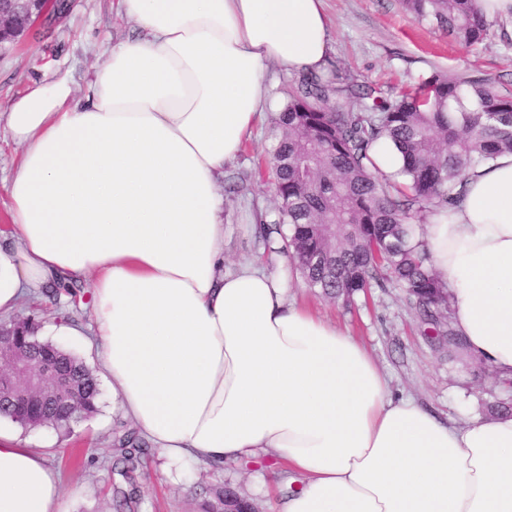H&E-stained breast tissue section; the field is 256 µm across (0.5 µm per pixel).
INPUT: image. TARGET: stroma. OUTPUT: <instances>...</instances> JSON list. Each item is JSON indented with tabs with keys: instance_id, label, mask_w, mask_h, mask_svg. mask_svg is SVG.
Listing matches in <instances>:
<instances>
[{
	"instance_id": "35a3bbf8",
	"label": "stroma",
	"mask_w": 512,
	"mask_h": 512,
	"mask_svg": "<svg viewBox=\"0 0 512 512\" xmlns=\"http://www.w3.org/2000/svg\"><path fill=\"white\" fill-rule=\"evenodd\" d=\"M63 17L52 9L35 20L14 45L0 49V113L36 84L68 75L85 92L93 72L104 65L107 47L135 35L138 25L125 16L118 0H70ZM334 42V64L328 80L386 87L416 84L437 72L489 78L496 90L512 95V20L506 35L465 48L429 21H417L399 0H324ZM273 143L270 116H263L239 157L224 167V263L259 256L261 240L253 230V214L276 205L273 186L260 163ZM293 299L322 319L356 336L388 376L390 389L410 395L443 418L464 423L490 416L504 399L499 381L488 367L468 359L461 348L437 347L423 333L414 307L402 288L389 283L355 296L342 306L310 288L294 289ZM17 316L41 320V339L60 342L94 369L99 382L98 411L72 424L69 433L52 427L19 430L29 447L40 449L58 474L63 512H114L113 488L122 478L115 469V435L130 430L112 401V381L100 370L91 343L92 297L80 282L76 303L48 298L23 305ZM251 466L224 464L202 467L176 477L160 468L156 450H149L135 473L140 495L137 512H200L199 503L230 484L248 491L260 512H270L274 497L291 486L268 476L266 488L251 485Z\"/></svg>"
}]
</instances>
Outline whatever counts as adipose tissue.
Here are the masks:
<instances>
[{
	"mask_svg": "<svg viewBox=\"0 0 512 512\" xmlns=\"http://www.w3.org/2000/svg\"><path fill=\"white\" fill-rule=\"evenodd\" d=\"M140 36L5 117L0 315L87 280L112 396L164 466L280 465L273 512H512V416L458 427L393 398L346 329L297 305L277 260L224 264L220 180L261 121L266 75L327 74L324 0H119ZM465 352L512 381V154L467 171L419 236ZM0 512H62L41 451L0 427ZM23 147L18 145L10 136L5 120L0 124V230L2 226L11 224L8 212V197L6 194L7 181L17 164Z\"/></svg>",
	"mask_w": 512,
	"mask_h": 512,
	"instance_id": "adipose-tissue-1",
	"label": "adipose tissue"
}]
</instances>
